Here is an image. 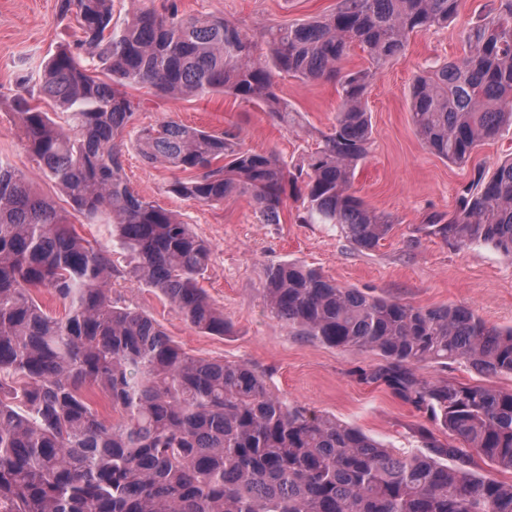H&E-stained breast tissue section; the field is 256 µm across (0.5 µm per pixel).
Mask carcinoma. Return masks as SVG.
Segmentation results:
<instances>
[{"label": "carcinoma", "mask_w": 512, "mask_h": 512, "mask_svg": "<svg viewBox=\"0 0 512 512\" xmlns=\"http://www.w3.org/2000/svg\"><path fill=\"white\" fill-rule=\"evenodd\" d=\"M462 0H338L333 12L266 30L267 55L240 24L183 15L176 0L112 25V0H59L80 35L10 99L18 137L42 175L89 221L112 216V236L133 273L192 327L227 329L200 280L211 249L190 225L135 194L123 167L131 146L150 164L182 172L168 192L220 205L247 194L265 224L281 223L292 186L311 224H334L371 250L393 230L352 190L373 142L365 94L411 35L448 24ZM462 57L417 76L410 117L438 157L466 162L512 125V0L462 31ZM368 66L343 70L352 47ZM332 80L336 123L292 167L240 136L163 121L138 124L123 91L224 93L298 123L276 77ZM40 94L61 109L33 104ZM427 235L463 248L488 243L512 258V158L463 186L449 217L430 214ZM111 251L78 236L25 175L0 161V512H512V483L466 469L467 449L512 471V390L431 383L428 362H463L512 375V328L463 306L421 307L344 288L297 262L268 268V308L298 336L371 351L365 374L429 414L428 452L390 448L334 417L275 395L242 362L195 357L135 307L112 299ZM64 304L44 308L34 292ZM461 462L448 466V461Z\"/></svg>", "instance_id": "obj_1"}]
</instances>
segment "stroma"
Segmentation results:
<instances>
[{
	"mask_svg": "<svg viewBox=\"0 0 512 512\" xmlns=\"http://www.w3.org/2000/svg\"><path fill=\"white\" fill-rule=\"evenodd\" d=\"M187 15L221 14L250 34L330 13L337 0H176ZM492 0H464L448 27L411 37L404 56L377 75L366 95L374 143L355 171L353 189L394 222L392 232L372 250H361L331 224H305L303 206L288 198L281 221L265 224L253 202L232 195L209 206L168 193L176 170L145 163L128 149L124 168L141 196L177 212L212 250L201 281L213 304L223 310L224 335L210 336L187 324L175 308L151 288L140 285L124 252L114 251L112 297L153 317L189 354L240 361L265 376L273 393L290 403L336 417L394 448L424 451L417 430L430 426L428 414L361 375L381 363L377 354L336 348L294 335L267 309L263 283L267 268L296 261L346 288L393 298L414 306L463 305L485 322L512 326V259L494 247L476 243L453 248L419 233L429 214L452 213L459 188L477 172L492 174L512 157V128L485 142L464 164L432 154L410 120L409 93L414 76L436 59L461 55V30L483 14ZM79 33L74 17H62L58 0H0V159L27 175L33 190L65 207V197L37 170L18 139L16 117L8 101L27 69L39 67ZM127 94L139 102L140 125L165 120L209 130L238 132L245 147L273 151L289 164L299 163L321 131L335 121L339 98L330 80L301 82L285 78L278 93L301 112L302 128L279 126L258 106L225 94L158 97L138 85ZM419 378L473 383L480 380L512 390V376L481 378L460 362H430L417 368Z\"/></svg>",
	"mask_w": 512,
	"mask_h": 512,
	"instance_id": "1",
	"label": "stroma"
}]
</instances>
